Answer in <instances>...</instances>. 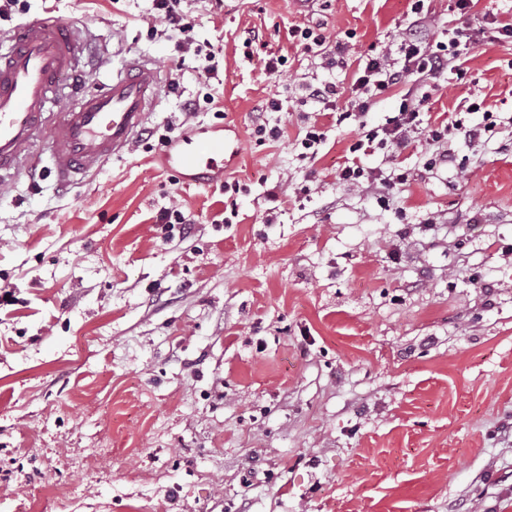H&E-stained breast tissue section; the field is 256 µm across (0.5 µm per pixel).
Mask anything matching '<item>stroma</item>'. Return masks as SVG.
<instances>
[{"label": "stroma", "mask_w": 512, "mask_h": 512, "mask_svg": "<svg viewBox=\"0 0 512 512\" xmlns=\"http://www.w3.org/2000/svg\"><path fill=\"white\" fill-rule=\"evenodd\" d=\"M189 6L223 57L210 83L187 68L158 87L156 138L85 181L36 170L0 191V512H512V42L482 41L430 91L422 124L489 111L499 131L450 140L455 164L429 168L420 137L351 152V93L332 111L303 100L349 74L288 30L321 29V53L355 64L421 16L444 40L452 0ZM152 7L15 0L0 32L70 23L107 79L178 57L150 34ZM261 108L282 139L254 136ZM185 123L239 155L185 181L158 144ZM312 124L325 140L305 158ZM351 159L405 189L384 204L341 183ZM233 179L248 190L230 198ZM171 207L190 223H162Z\"/></svg>", "instance_id": "1"}]
</instances>
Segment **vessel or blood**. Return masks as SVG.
Instances as JSON below:
<instances>
[{
	"instance_id": "obj_1",
	"label": "vessel or blood",
	"mask_w": 512,
	"mask_h": 512,
	"mask_svg": "<svg viewBox=\"0 0 512 512\" xmlns=\"http://www.w3.org/2000/svg\"><path fill=\"white\" fill-rule=\"evenodd\" d=\"M0 53V171L21 173L35 157L42 135L52 148L48 172L72 182L97 172L111 157L129 150L153 111L160 68L133 58L110 83L77 100L65 98L60 79L74 71L86 43L76 27L58 21L30 20L9 38ZM57 104L55 120L46 111ZM223 139L207 140L168 154L173 170L213 169L223 161Z\"/></svg>"
}]
</instances>
